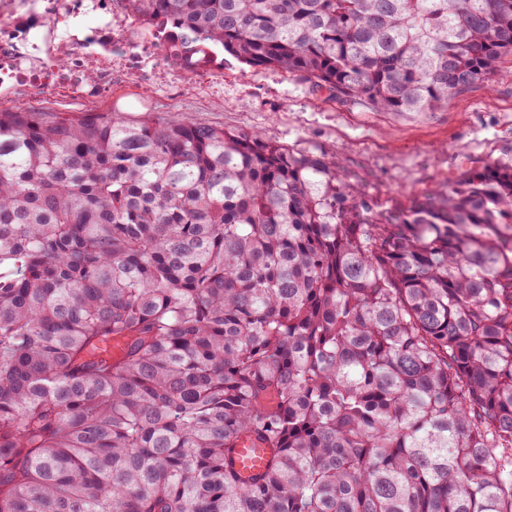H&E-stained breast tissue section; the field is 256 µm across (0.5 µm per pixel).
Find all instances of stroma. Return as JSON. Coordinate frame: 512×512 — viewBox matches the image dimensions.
<instances>
[{
    "label": "stroma",
    "mask_w": 512,
    "mask_h": 512,
    "mask_svg": "<svg viewBox=\"0 0 512 512\" xmlns=\"http://www.w3.org/2000/svg\"><path fill=\"white\" fill-rule=\"evenodd\" d=\"M0 110L79 115L120 109L135 118L177 112L194 121L258 130L354 173L358 197L404 203L455 175L467 159H512V62L422 116L342 102L287 73L219 53L187 73L122 0H0Z\"/></svg>",
    "instance_id": "obj_1"
}]
</instances>
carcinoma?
Here are the masks:
<instances>
[{"mask_svg":"<svg viewBox=\"0 0 512 512\" xmlns=\"http://www.w3.org/2000/svg\"><path fill=\"white\" fill-rule=\"evenodd\" d=\"M124 2L185 72L221 47L377 111L512 59V0ZM353 177L0 110V512H512V162L381 210ZM267 457L268 450L246 440L237 449V468L245 475L252 474L264 466Z\"/></svg>","mask_w":512,"mask_h":512,"instance_id":"cac0c4a2","label":"carcinoma"}]
</instances>
